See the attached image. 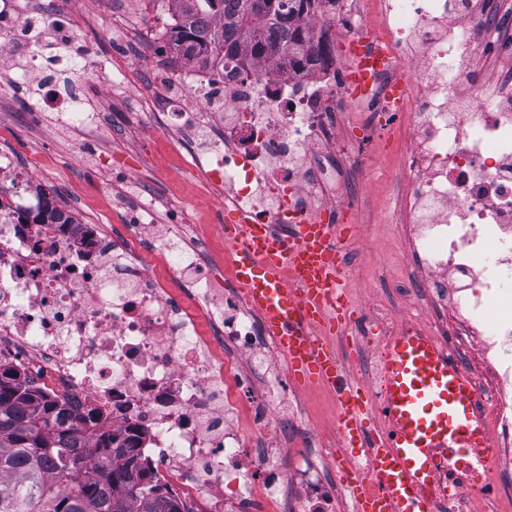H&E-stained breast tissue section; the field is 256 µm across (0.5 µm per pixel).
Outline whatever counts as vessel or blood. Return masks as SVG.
Returning a JSON list of instances; mask_svg holds the SVG:
<instances>
[{
    "label": "vessel or blood",
    "instance_id": "vessel-or-blood-1",
    "mask_svg": "<svg viewBox=\"0 0 512 512\" xmlns=\"http://www.w3.org/2000/svg\"><path fill=\"white\" fill-rule=\"evenodd\" d=\"M385 44L376 26L348 42L345 81L354 95L399 99V86L380 85L388 64ZM345 232V225L300 215L283 235L240 212L224 227L237 255L236 279L291 376L330 389L343 447L351 455L369 451L370 481L351 478L356 512H437L444 464L466 471L488 454L480 392L473 373L434 336L406 327L386 340L381 363L376 409L387 427L367 430L358 387L314 332L319 326L341 334L353 317L341 281Z\"/></svg>",
    "mask_w": 512,
    "mask_h": 512
}]
</instances>
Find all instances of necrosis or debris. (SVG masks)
I'll list each match as a JSON object with an SVG mask.
<instances>
[{
	"mask_svg": "<svg viewBox=\"0 0 512 512\" xmlns=\"http://www.w3.org/2000/svg\"><path fill=\"white\" fill-rule=\"evenodd\" d=\"M0 0V77L33 93L43 108L81 125L79 98L59 77L80 60L71 82L133 83L122 67L91 56L83 26L63 20L80 0L20 7ZM388 26L386 81L402 87L395 113L377 110V126L400 116L408 140L398 158L407 190L395 209L415 274L403 282L418 318L476 378L491 438L481 467L454 472L437 512H512V313L488 330L484 310L512 271V94L489 97L473 73V54L493 31L465 0H379ZM152 92L160 112L149 125L191 122L218 128L221 144L190 141L204 187L223 194L226 210L263 223L288 222V206L324 215L315 199L334 188L333 154L348 153L332 130L337 87L329 69L283 77L268 60L238 72L215 59L198 64L159 56ZM232 192H225V185ZM48 208L38 175L0 150V366L24 373L32 387L79 417L98 408L101 427L120 431L148 457L157 476L189 512H352L349 485L334 462L342 449H293L270 406L286 372L260 316L191 242L184 224H156L154 204H119L109 229L89 218L42 224ZM356 319V341L339 358L351 379L381 384L383 347L397 319L375 306ZM248 366L235 367L237 357Z\"/></svg>",
	"mask_w": 512,
	"mask_h": 512,
	"instance_id": "4bbe7bcc",
	"label": "necrosis or debris"
}]
</instances>
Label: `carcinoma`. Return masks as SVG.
<instances>
[{"mask_svg":"<svg viewBox=\"0 0 512 512\" xmlns=\"http://www.w3.org/2000/svg\"><path fill=\"white\" fill-rule=\"evenodd\" d=\"M185 20L170 48L188 61L224 53L235 69L288 55L303 71L330 59L328 32L336 0H174ZM324 19L319 32L305 21ZM84 422L26 381L0 380V512H184L162 492L147 458L131 456L119 433Z\"/></svg>","mask_w":512,"mask_h":512,"instance_id":"1","label":"carcinoma"}]
</instances>
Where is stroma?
<instances>
[{
    "instance_id": "1",
    "label": "stroma",
    "mask_w": 512,
    "mask_h": 512,
    "mask_svg": "<svg viewBox=\"0 0 512 512\" xmlns=\"http://www.w3.org/2000/svg\"><path fill=\"white\" fill-rule=\"evenodd\" d=\"M90 8L106 21L114 15L121 18L117 42L131 48L123 65L139 75V82L129 88L86 85L82 109L96 121L92 136L61 123L57 112L33 108L31 100L17 90L0 91V119L5 122L0 128V149L12 151L21 164L37 173L56 205L79 207L101 224L113 221V199L152 197L156 223H168L171 214H178L182 223L191 226L193 240L208 244L212 264L223 267V201L192 174L184 143L175 133L146 128L127 115L130 99L145 100L151 90L149 60L134 45L146 39L151 28L163 24L165 12L147 19L117 0H90ZM87 37L99 57L112 55L117 42L92 31ZM497 41L491 54L475 56L474 72L487 90L511 92L512 32L500 28ZM336 134L354 141L366 155L362 170L337 157L336 189L322 199L323 205L333 208L337 223L348 227L346 251L355 258L357 271L347 277V291L356 310H363L365 302L376 296L398 320H412V301L398 289L410 271L411 255L394 230L390 211L393 199L405 189L391 133L368 130L363 123L349 127L340 120ZM288 387L302 402L301 428L322 447H334L335 400L293 380Z\"/></svg>"
}]
</instances>
